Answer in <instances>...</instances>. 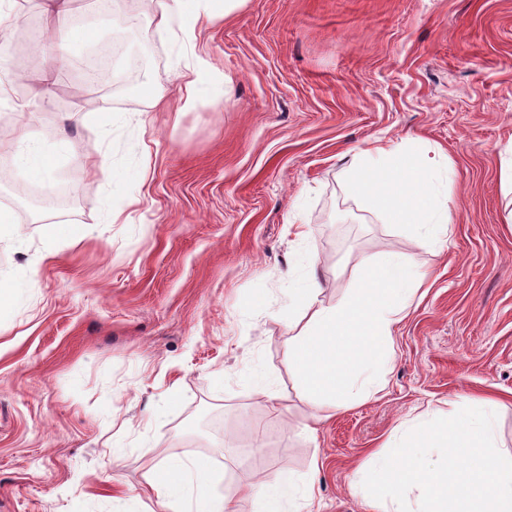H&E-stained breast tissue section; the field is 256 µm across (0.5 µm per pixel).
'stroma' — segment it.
Listing matches in <instances>:
<instances>
[{
  "label": "stroma",
  "mask_w": 512,
  "mask_h": 512,
  "mask_svg": "<svg viewBox=\"0 0 512 512\" xmlns=\"http://www.w3.org/2000/svg\"><path fill=\"white\" fill-rule=\"evenodd\" d=\"M47 9L0 0L36 21L24 56L0 37V68L65 76L31 103L49 177L18 169L16 103L0 101V512H158L142 489L177 459L216 468L233 512H257L239 480L275 470L315 479L313 512H368L356 469L463 399L493 402L512 453V0H244L163 26L156 7L134 22L75 7L67 25L94 37L66 48L43 36ZM108 38L111 77L143 60L131 90L85 83L81 58ZM93 106L106 126L84 121ZM379 140L439 170L447 236L351 192L347 168ZM383 253L428 277L382 389L301 400L290 353L311 314L289 320V288L312 269L319 305L342 304Z\"/></svg>",
  "instance_id": "stroma-1"
}]
</instances>
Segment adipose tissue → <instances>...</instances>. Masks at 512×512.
I'll return each mask as SVG.
<instances>
[{"mask_svg":"<svg viewBox=\"0 0 512 512\" xmlns=\"http://www.w3.org/2000/svg\"><path fill=\"white\" fill-rule=\"evenodd\" d=\"M348 180L365 206L385 214L391 223L416 225L428 240L447 234L448 203L436 197L429 167L407 151L382 145L361 151ZM214 480L212 466L169 462L154 473L149 487L161 512H229V500L210 492ZM237 492L253 497L258 512H306L314 485L278 471L259 481H243Z\"/></svg>","mask_w":512,"mask_h":512,"instance_id":"ef3b65f1","label":"adipose tissue"}]
</instances>
